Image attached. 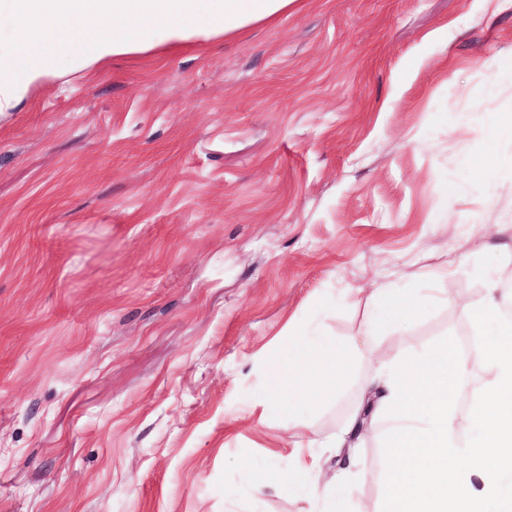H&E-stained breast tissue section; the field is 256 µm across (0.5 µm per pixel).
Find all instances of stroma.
<instances>
[{"instance_id": "35a3bbf8", "label": "stroma", "mask_w": 512, "mask_h": 512, "mask_svg": "<svg viewBox=\"0 0 512 512\" xmlns=\"http://www.w3.org/2000/svg\"><path fill=\"white\" fill-rule=\"evenodd\" d=\"M509 266L512 0H295L58 73L0 112V512H302L254 482L358 387L309 408L272 357L360 335L348 288L425 295L381 354L464 342Z\"/></svg>"}]
</instances>
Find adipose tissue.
<instances>
[{
  "label": "adipose tissue",
  "instance_id": "adipose-tissue-1",
  "mask_svg": "<svg viewBox=\"0 0 512 512\" xmlns=\"http://www.w3.org/2000/svg\"><path fill=\"white\" fill-rule=\"evenodd\" d=\"M11 36L0 44V112L63 64L81 70L112 57L192 38L209 39L287 13L294 0H7ZM371 324L338 340L305 335L288 343L283 375L317 407L367 367L358 405L326 447L356 458L375 436L383 459L382 512H512V315L495 286L468 306L479 343L463 355L444 339L422 352L378 353L373 328L396 330L417 317L418 290L378 288L369 296ZM472 392L473 402L459 397ZM287 469L266 471L257 489L290 484L306 491L305 512L359 504L351 468L325 472L313 444L290 445Z\"/></svg>",
  "mask_w": 512,
  "mask_h": 512
}]
</instances>
